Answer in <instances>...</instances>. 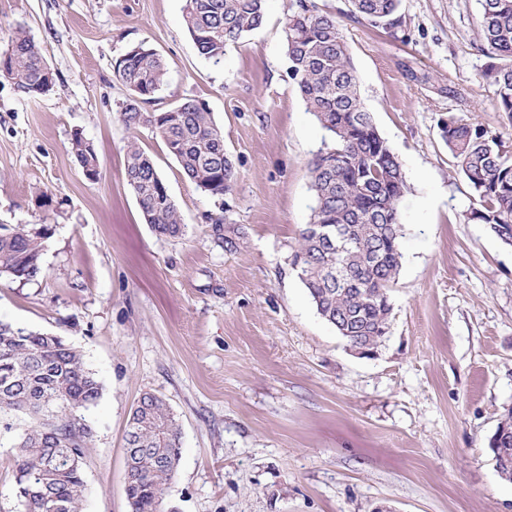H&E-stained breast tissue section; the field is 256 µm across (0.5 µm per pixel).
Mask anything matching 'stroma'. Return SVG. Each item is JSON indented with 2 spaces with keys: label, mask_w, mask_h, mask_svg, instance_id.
Instances as JSON below:
<instances>
[{
  "label": "stroma",
  "mask_w": 512,
  "mask_h": 512,
  "mask_svg": "<svg viewBox=\"0 0 512 512\" xmlns=\"http://www.w3.org/2000/svg\"><path fill=\"white\" fill-rule=\"evenodd\" d=\"M317 3L341 19L362 101L409 186L389 334L371 358L317 314L288 261L324 136L290 76L289 0H266L264 25L218 62L190 38L185 0H0V48L25 28L56 79L28 99L0 78V224L49 229L41 275L0 280V321L63 337L102 386L85 413L83 512H130L125 435L147 392L180 425L167 512H512L491 450L512 407V246L468 221L475 197L439 130L461 116L512 143V117L480 78L478 0H400L387 30L351 17L350 0ZM140 42L167 68L147 111L205 102L235 162L230 194L201 192L158 137L122 122L114 65ZM77 131L97 180L69 151ZM132 140L182 237L145 223L125 177ZM10 421L0 512H23L13 445L30 418Z\"/></svg>",
  "instance_id": "obj_1"
}]
</instances>
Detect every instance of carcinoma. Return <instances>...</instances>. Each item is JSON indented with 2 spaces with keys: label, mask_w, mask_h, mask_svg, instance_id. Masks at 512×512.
<instances>
[{
  "label": "carcinoma",
  "mask_w": 512,
  "mask_h": 512,
  "mask_svg": "<svg viewBox=\"0 0 512 512\" xmlns=\"http://www.w3.org/2000/svg\"><path fill=\"white\" fill-rule=\"evenodd\" d=\"M266 0H186L184 22L199 53L217 62L265 21ZM399 0H351V14L376 26L395 23ZM484 83L495 90L499 111L512 116V0H479ZM290 73L301 99L325 132L309 163L311 220L289 256L318 315L346 342L374 354L389 332V291L402 267L405 235L399 206L408 185L398 155L364 107L343 25L315 0H289L283 19ZM0 77L25 98L52 91L55 75L28 32L18 29ZM115 78L129 91L122 122L138 130L154 119V135L198 189L220 198L232 190L235 165L224 135L204 102L185 98L149 114L143 105L167 83L159 54L144 42L116 62ZM441 137L473 190L469 220L486 224L512 245V146L499 135L450 117ZM70 152L79 167L99 164L79 132ZM127 184L146 223L160 236L184 235L178 208L151 156L131 141ZM48 228L0 224V276L27 282L42 273ZM101 385L82 354L61 337L0 323V415L23 412L34 423L16 445V484L24 512H82L84 450L94 436L81 412L94 405ZM496 468L512 480V408L500 417ZM180 454V427L169 404L144 395L126 432L127 498L131 512H165V485Z\"/></svg>",
  "instance_id": "1"
}]
</instances>
